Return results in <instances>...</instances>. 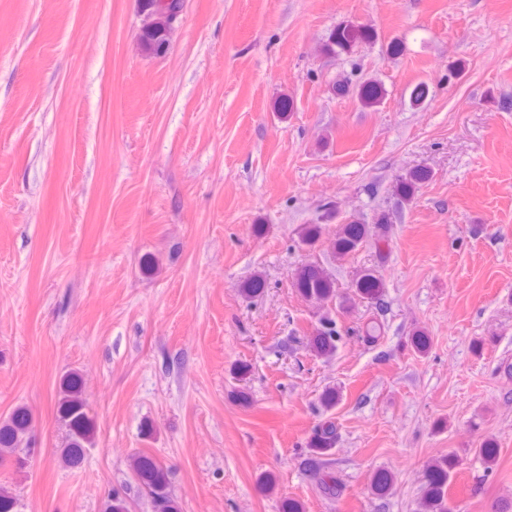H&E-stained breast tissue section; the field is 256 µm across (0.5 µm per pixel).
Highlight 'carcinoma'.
Returning <instances> with one entry per match:
<instances>
[{
    "label": "carcinoma",
    "mask_w": 512,
    "mask_h": 512,
    "mask_svg": "<svg viewBox=\"0 0 512 512\" xmlns=\"http://www.w3.org/2000/svg\"><path fill=\"white\" fill-rule=\"evenodd\" d=\"M184 0H142L143 24L140 31V49L146 55L157 56L167 50V34L174 16L183 11ZM370 33L349 22H340L332 32L323 52L338 56L349 52L352 47ZM356 97L365 109L380 105L384 99L382 86L375 81H363L355 89ZM430 178L424 168H415L404 177L398 186L405 200L414 197L418 186ZM369 238L368 225L348 223L342 225L333 244L336 254L345 257L356 251ZM296 286L306 297L331 301L336 298V283L317 265H305L297 274ZM384 288L382 279L367 271L355 283L354 295L362 299L377 300ZM338 333L334 328L320 332L311 341V349L318 356H330L336 351ZM59 408L61 418L69 431V440L60 451V460L65 465H75L83 457L86 445L92 442L93 426L84 411L83 387L79 377L68 375L60 386ZM34 427V417L23 407L16 408L9 419L0 425V467L20 462L16 451L28 438ZM336 444V426L333 422L323 423L310 441L312 456L321 458L329 455ZM131 470L150 498L152 512H180V507L170 491L169 470L154 456L138 453L132 457ZM448 463L431 466L427 472V493L421 503L424 512H450L448 508ZM19 499L9 488L0 486V512H18Z\"/></svg>",
    "instance_id": "carcinoma-1"
}]
</instances>
